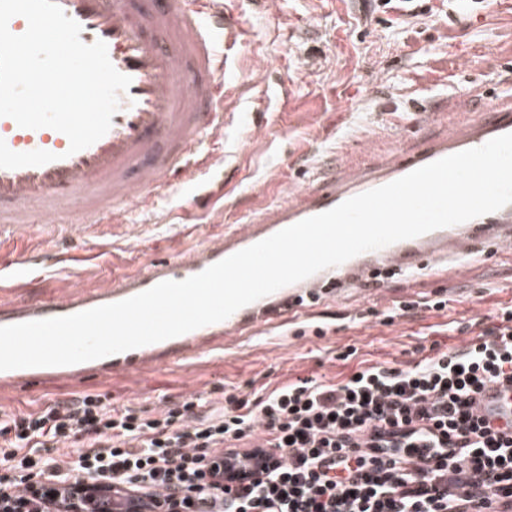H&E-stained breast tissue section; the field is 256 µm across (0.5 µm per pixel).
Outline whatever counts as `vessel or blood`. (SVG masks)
I'll list each match as a JSON object with an SVG mask.
<instances>
[{
  "mask_svg": "<svg viewBox=\"0 0 512 512\" xmlns=\"http://www.w3.org/2000/svg\"><path fill=\"white\" fill-rule=\"evenodd\" d=\"M82 27L80 38L104 41L109 58L132 84L120 96V108L105 136L88 148L69 153L66 135L51 128L20 127L0 117V139L15 152L45 150L56 161L36 167L0 168V241L37 236L51 241L83 235L87 256L102 249L104 227L126 221L130 204L154 208L161 189L177 190L181 178L192 179L218 165L212 152L229 123H243L244 113L226 111L215 93L217 83L234 84L236 75L217 39L233 42L238 21L224 11L223 0H57ZM512 133V106L495 101L462 130L426 145L395 154L385 165L341 169L272 209L252 212L245 225L211 239L178 260H152L135 273L108 275L89 292H48L40 302L0 300V326L68 316L122 301L166 280H183L287 228L323 213L345 200L397 180L449 155L484 145ZM512 224V204L467 223L470 237L482 239L491 227ZM463 237L457 227L434 230L357 255L298 283L246 305L227 319L175 338L108 357L56 367L0 371L1 389H18L32 380L70 384L88 375L113 376L175 359L186 364L207 358L220 361L234 331L254 327L269 315L294 311L298 297H317L330 289L359 287L381 273L415 277L433 265ZM43 257L27 253L0 262V293L25 287ZM481 414L497 421L512 419V386L487 385L478 398ZM86 512H141V502L115 493L88 503Z\"/></svg>",
  "mask_w": 512,
  "mask_h": 512,
  "instance_id": "b4317fda",
  "label": "vessel or blood"
}]
</instances>
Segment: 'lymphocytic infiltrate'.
<instances>
[{
	"label": "lymphocytic infiltrate",
	"instance_id": "lymphocytic-infiltrate-1",
	"mask_svg": "<svg viewBox=\"0 0 512 512\" xmlns=\"http://www.w3.org/2000/svg\"><path fill=\"white\" fill-rule=\"evenodd\" d=\"M500 382L512 383V305L463 347L230 393L212 417L196 397L152 414L76 394L0 420V512H68L103 479L142 494L145 512L159 498L172 512H512V420L477 406Z\"/></svg>",
	"mask_w": 512,
	"mask_h": 512
}]
</instances>
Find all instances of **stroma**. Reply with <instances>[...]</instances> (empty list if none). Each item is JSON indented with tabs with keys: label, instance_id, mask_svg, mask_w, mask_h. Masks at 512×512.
<instances>
[{
	"label": "stroma",
	"instance_id": "stroma-1",
	"mask_svg": "<svg viewBox=\"0 0 512 512\" xmlns=\"http://www.w3.org/2000/svg\"><path fill=\"white\" fill-rule=\"evenodd\" d=\"M410 24H380L379 0H224L241 24L228 51L237 76L227 104L250 115L224 138L221 167L205 179L209 194L186 187L162 195L153 212L131 210L141 227L114 239L115 266L135 269L151 258L181 257L233 230L248 211L287 201L336 165H367L485 111L503 93L512 69V0H476L472 16L452 17L448 0H412ZM482 96H473L474 88ZM447 295L445 311L385 318L399 304ZM512 304V256L474 242L465 254L440 257L421 276H384L380 290L353 287L308 305L325 335L266 322L269 341L239 337L223 362L50 385L23 401L0 392V412L32 410L80 391L111 395L117 405L157 411L171 400L202 396L203 413L222 407L225 393L248 395L296 377L335 379L347 368V346L373 363L400 367L428 356L432 344H465V328Z\"/></svg>",
	"mask_w": 512,
	"mask_h": 512
}]
</instances>
